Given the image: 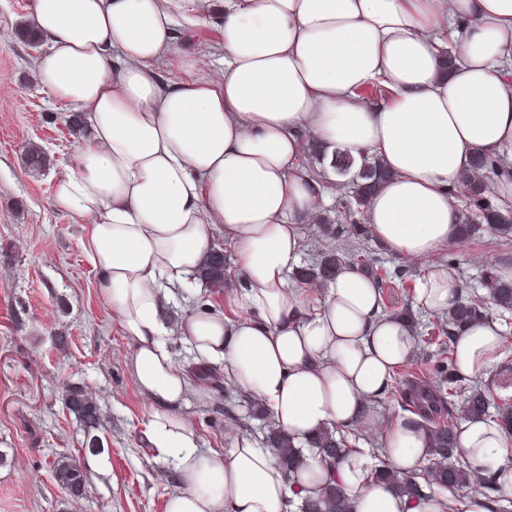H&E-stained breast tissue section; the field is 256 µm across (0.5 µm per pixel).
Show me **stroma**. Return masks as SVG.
<instances>
[{
  "mask_svg": "<svg viewBox=\"0 0 512 512\" xmlns=\"http://www.w3.org/2000/svg\"><path fill=\"white\" fill-rule=\"evenodd\" d=\"M32 0H0V512H165L176 486L172 459L155 454L144 438L149 403L131 376L133 342L111 315L82 248L85 218L57 207L54 188L77 146L74 106L39 81L37 49L19 33ZM52 162L36 172L25 163L29 145ZM302 264L326 249L345 251L352 236L327 233L323 223L301 227ZM462 290L486 297L482 275L512 272V239L483 232L440 252ZM208 304L226 310L223 293L203 299L177 294L165 303L169 347L191 373L199 367L176 331L183 317ZM208 399L182 405L198 433L200 453L231 447L232 433L263 440L267 417L250 400L224 392L220 366L203 379ZM81 386L98 403L100 452L85 448L79 422L65 409L68 387ZM72 456L87 469L83 497L65 493L54 478L57 457Z\"/></svg>",
  "mask_w": 512,
  "mask_h": 512,
  "instance_id": "stroma-1",
  "label": "stroma"
}]
</instances>
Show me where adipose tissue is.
<instances>
[{
	"label": "adipose tissue",
	"instance_id": "ef3b65f1",
	"mask_svg": "<svg viewBox=\"0 0 512 512\" xmlns=\"http://www.w3.org/2000/svg\"><path fill=\"white\" fill-rule=\"evenodd\" d=\"M197 2L32 0L30 13L48 42L35 61L40 84L88 127L54 201L86 217L88 261L134 343L130 371L151 404L145 437L178 473L166 512H294L329 483L354 512H444L447 494L410 499L373 476L383 464L415 470L427 455L416 423L383 426L372 411L414 351L410 324L381 315L378 288L356 269L341 270L310 312L289 282L300 228L325 198L296 160L304 132L328 154L380 158L392 176L367 205L375 238L417 262L458 244L465 170L512 148V0ZM206 9L219 16L216 68L183 58L175 41L176 26ZM178 57L187 79L163 81L160 64ZM378 80L394 99L361 101L357 90ZM219 233L238 259L239 285L224 301L241 316L206 308L180 322L197 364L221 365L294 445L363 423L381 427L383 459L348 448L290 477L245 436L199 453L181 406L201 388L169 348L162 302L197 289ZM460 294L456 277L432 266L413 301L443 313ZM500 333L487 320L459 335L462 375L487 373ZM457 441L477 475L494 472L512 490V446L495 423L467 420Z\"/></svg>",
	"mask_w": 512,
	"mask_h": 512
}]
</instances>
